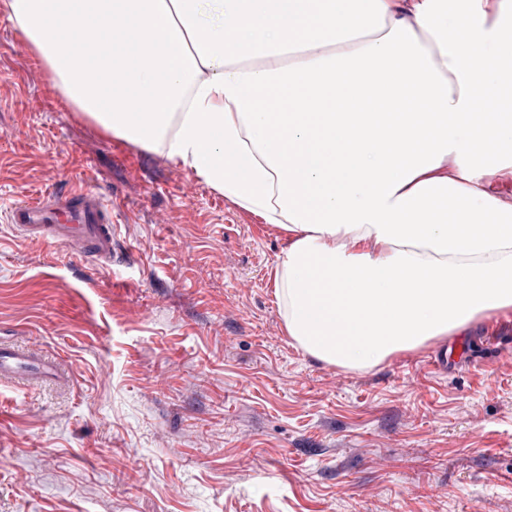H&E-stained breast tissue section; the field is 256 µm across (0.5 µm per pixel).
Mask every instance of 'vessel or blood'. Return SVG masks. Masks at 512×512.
Instances as JSON below:
<instances>
[{"mask_svg":"<svg viewBox=\"0 0 512 512\" xmlns=\"http://www.w3.org/2000/svg\"><path fill=\"white\" fill-rule=\"evenodd\" d=\"M8 222L17 234L30 240L61 243L75 258L93 262L97 268L108 270L122 262L116 246L112 204L96 191L75 189L41 194L13 206ZM67 380L63 360L39 345L0 344V385L32 389Z\"/></svg>","mask_w":512,"mask_h":512,"instance_id":"obj_1","label":"vessel or blood"}]
</instances>
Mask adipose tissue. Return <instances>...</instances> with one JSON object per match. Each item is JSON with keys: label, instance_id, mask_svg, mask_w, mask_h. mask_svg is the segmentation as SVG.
<instances>
[{"label": "adipose tissue", "instance_id": "ef3b65f1", "mask_svg": "<svg viewBox=\"0 0 512 512\" xmlns=\"http://www.w3.org/2000/svg\"><path fill=\"white\" fill-rule=\"evenodd\" d=\"M52 88L286 233L290 339L360 371L512 310V0H0ZM487 49L482 68L471 43Z\"/></svg>", "mask_w": 512, "mask_h": 512}]
</instances>
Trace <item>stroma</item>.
I'll use <instances>...</instances> for the list:
<instances>
[{"instance_id":"obj_1","label":"stroma","mask_w":512,"mask_h":512,"mask_svg":"<svg viewBox=\"0 0 512 512\" xmlns=\"http://www.w3.org/2000/svg\"><path fill=\"white\" fill-rule=\"evenodd\" d=\"M75 187L111 200L128 267L11 229ZM286 241L82 119L0 19V340L70 374L0 386V512H512V310L345 370L291 344Z\"/></svg>"}]
</instances>
